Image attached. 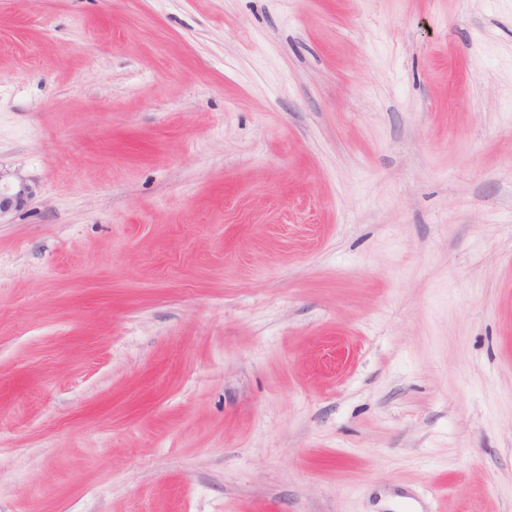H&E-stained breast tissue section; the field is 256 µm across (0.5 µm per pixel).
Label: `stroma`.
I'll use <instances>...</instances> for the list:
<instances>
[{
    "instance_id": "1",
    "label": "stroma",
    "mask_w": 512,
    "mask_h": 512,
    "mask_svg": "<svg viewBox=\"0 0 512 512\" xmlns=\"http://www.w3.org/2000/svg\"><path fill=\"white\" fill-rule=\"evenodd\" d=\"M0 512H512V0H0ZM2 178L3 175L0 173V215L24 205L32 194L29 185L20 177L11 188H7L5 191L2 190Z\"/></svg>"
}]
</instances>
